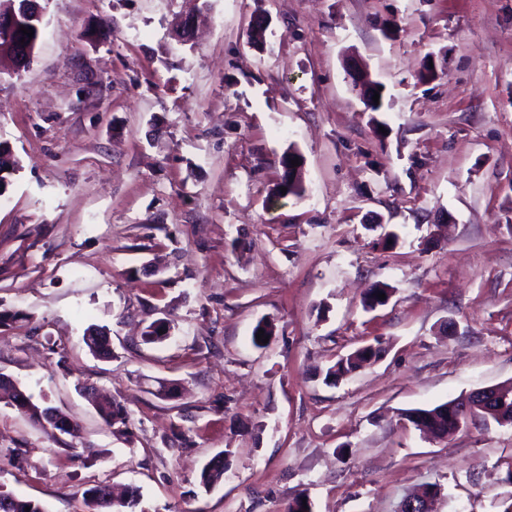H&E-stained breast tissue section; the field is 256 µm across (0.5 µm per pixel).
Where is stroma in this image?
I'll return each mask as SVG.
<instances>
[{"mask_svg":"<svg viewBox=\"0 0 512 512\" xmlns=\"http://www.w3.org/2000/svg\"><path fill=\"white\" fill-rule=\"evenodd\" d=\"M40 4L33 62L0 74V374L79 432L0 402V488L46 512L97 484L136 488L134 512H395L434 484L435 512H512V424L441 441L406 418L512 385V0ZM291 150L299 201L277 195ZM84 340L92 354L103 359L111 358L112 344L110 339V329L108 326H90Z\"/></svg>","mask_w":512,"mask_h":512,"instance_id":"1","label":"stroma"}]
</instances>
